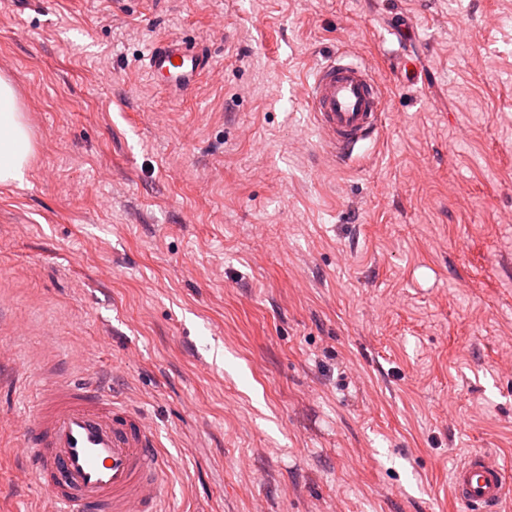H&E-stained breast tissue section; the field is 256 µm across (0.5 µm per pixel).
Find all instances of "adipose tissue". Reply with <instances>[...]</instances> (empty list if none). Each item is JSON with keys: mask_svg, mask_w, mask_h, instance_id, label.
<instances>
[{"mask_svg": "<svg viewBox=\"0 0 512 512\" xmlns=\"http://www.w3.org/2000/svg\"><path fill=\"white\" fill-rule=\"evenodd\" d=\"M33 140L12 80L0 75V184L23 183Z\"/></svg>", "mask_w": 512, "mask_h": 512, "instance_id": "1", "label": "adipose tissue"}]
</instances>
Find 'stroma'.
<instances>
[{"mask_svg": "<svg viewBox=\"0 0 512 512\" xmlns=\"http://www.w3.org/2000/svg\"><path fill=\"white\" fill-rule=\"evenodd\" d=\"M175 37L184 99L144 69ZM344 50L389 112L341 166L306 97ZM1 74L0 512L52 508L58 357L159 430L165 512H465L469 453L512 470V0H0ZM212 63L211 54L203 45L176 37L154 42L145 65L155 84L177 98H184L196 90ZM33 140L12 80L0 75V184H23Z\"/></svg>", "mask_w": 512, "mask_h": 512, "instance_id": "obj_1", "label": "stroma"}]
</instances>
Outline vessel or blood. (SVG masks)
Listing matches in <instances>:
<instances>
[{
  "label": "vessel or blood",
  "instance_id": "1",
  "mask_svg": "<svg viewBox=\"0 0 512 512\" xmlns=\"http://www.w3.org/2000/svg\"><path fill=\"white\" fill-rule=\"evenodd\" d=\"M212 63L203 45L176 37L154 42L145 65L155 84L184 98ZM307 106L323 148L340 163L387 120L375 71L342 54L314 68ZM42 378L24 428V461L53 512H164L162 486L172 464L158 430L85 377L51 363ZM450 484L466 512H496L512 474L496 456L475 451L454 468Z\"/></svg>",
  "mask_w": 512,
  "mask_h": 512
}]
</instances>
